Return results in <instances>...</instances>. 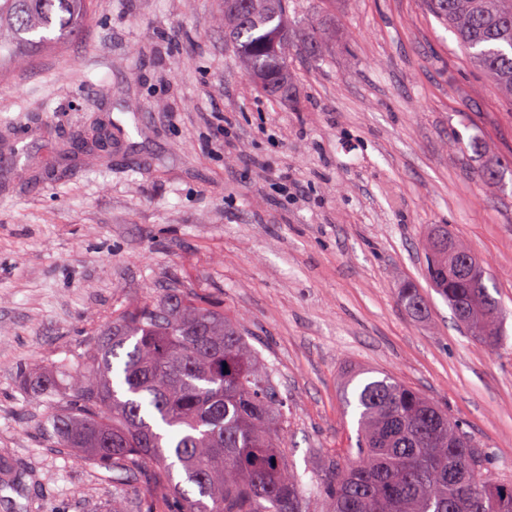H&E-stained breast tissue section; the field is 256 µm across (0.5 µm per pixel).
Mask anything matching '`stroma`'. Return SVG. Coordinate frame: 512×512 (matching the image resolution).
Listing matches in <instances>:
<instances>
[{"label":"stroma","mask_w":512,"mask_h":512,"mask_svg":"<svg viewBox=\"0 0 512 512\" xmlns=\"http://www.w3.org/2000/svg\"><path fill=\"white\" fill-rule=\"evenodd\" d=\"M288 13L332 37L321 61L291 52L280 99L246 76L220 0H94L66 49L0 83V512L109 503L111 473L54 447L50 402L17 378L82 364L93 330L175 280L271 371L311 512H326L325 464L356 444L345 382L368 369L437 402L490 477L512 478V102L426 0ZM98 120L112 152L91 162L74 136ZM435 224L487 269L499 345L431 288L419 241ZM404 282L424 318L400 304Z\"/></svg>","instance_id":"35a3bbf8"}]
</instances>
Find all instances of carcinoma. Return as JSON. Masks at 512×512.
I'll return each instance as SVG.
<instances>
[{"mask_svg":"<svg viewBox=\"0 0 512 512\" xmlns=\"http://www.w3.org/2000/svg\"><path fill=\"white\" fill-rule=\"evenodd\" d=\"M470 62L512 101V0H430ZM92 0H0V77L62 47ZM224 36L267 94L288 93V0H222ZM327 33L308 31L313 60ZM436 226L422 246L435 291L469 311L473 335L502 340L500 306L467 278L448 279L452 256ZM399 298L416 316L418 290ZM48 418L55 447L112 473L105 512H309L286 448L288 416L270 373L240 327L194 288L174 283L129 302L89 338L85 366L68 374ZM358 446L328 463L327 512H512V480L473 473L469 436L419 391L385 375L355 390Z\"/></svg>","mask_w":512,"mask_h":512,"instance_id":"obj_1","label":"carcinoma"}]
</instances>
